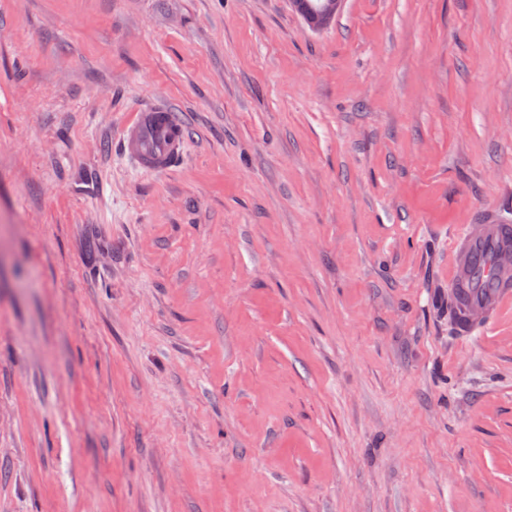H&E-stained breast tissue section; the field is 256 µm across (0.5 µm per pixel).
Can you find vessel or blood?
<instances>
[{
  "label": "vessel or blood",
  "instance_id": "1",
  "mask_svg": "<svg viewBox=\"0 0 512 512\" xmlns=\"http://www.w3.org/2000/svg\"><path fill=\"white\" fill-rule=\"evenodd\" d=\"M186 126L162 104L143 107L122 130L123 154L145 172L168 171L187 143ZM512 305V221L488 214L458 228L453 238V269L448 280V309L454 331L466 341Z\"/></svg>",
  "mask_w": 512,
  "mask_h": 512
}]
</instances>
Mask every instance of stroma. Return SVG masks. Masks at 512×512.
Listing matches in <instances>:
<instances>
[{
  "label": "stroma",
  "instance_id": "1",
  "mask_svg": "<svg viewBox=\"0 0 512 512\" xmlns=\"http://www.w3.org/2000/svg\"><path fill=\"white\" fill-rule=\"evenodd\" d=\"M488 210L512 0H0V512H512V305L448 320ZM292 2L297 12L313 28L326 24L336 13V0H293ZM325 4L332 6L324 9ZM186 126L171 108L162 104L143 107L122 130L123 154L149 173L168 171L187 143Z\"/></svg>",
  "mask_w": 512,
  "mask_h": 512
}]
</instances>
